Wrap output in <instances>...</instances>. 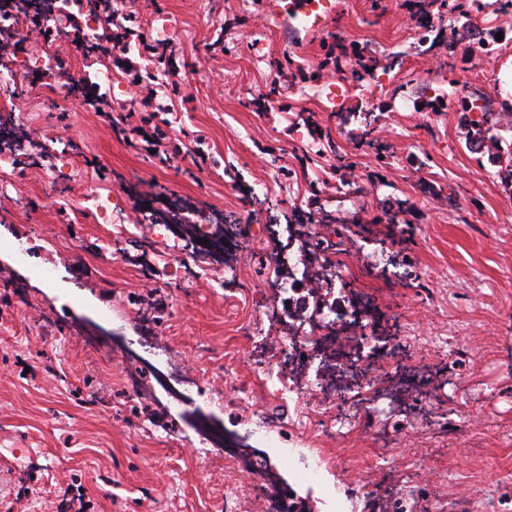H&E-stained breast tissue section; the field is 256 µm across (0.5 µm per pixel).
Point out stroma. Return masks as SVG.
<instances>
[{
    "label": "stroma",
    "mask_w": 512,
    "mask_h": 512,
    "mask_svg": "<svg viewBox=\"0 0 512 512\" xmlns=\"http://www.w3.org/2000/svg\"><path fill=\"white\" fill-rule=\"evenodd\" d=\"M135 0L123 21L143 43L167 31V96L159 111L126 72L114 74L131 112L63 101L37 72L0 89V138L10 139L0 191V512H224L237 487L223 454L197 463L191 432L154 372L180 362L207 390L198 402L253 453L308 512H512V191L465 146L461 99L488 111L512 103V39L496 58L415 55L409 0H329L323 30L258 41L284 0ZM402 55L400 73L372 101H327L276 69L318 66L335 38ZM453 68L446 111L426 108L425 86ZM404 90H397V83ZM408 108H401V101ZM390 157L373 184V152L359 148L361 109ZM304 113L308 126L294 122ZM346 121H338V114ZM334 151L306 161L314 133ZM60 166L58 178L46 177ZM269 184L257 206L258 184ZM122 198L111 222L84 197ZM411 209L397 227L387 201ZM204 210L224 252L159 237L177 209ZM345 225L346 305L365 333L340 332L335 349L362 355L377 406L298 404L268 393L255 355L271 325L279 281L268 268L288 237L305 240L308 214ZM180 273L170 274L175 257ZM112 344V362L88 346ZM137 359L142 397L119 380ZM253 398L237 402L236 390ZM321 456V477L300 479Z\"/></svg>",
    "instance_id": "obj_1"
}]
</instances>
